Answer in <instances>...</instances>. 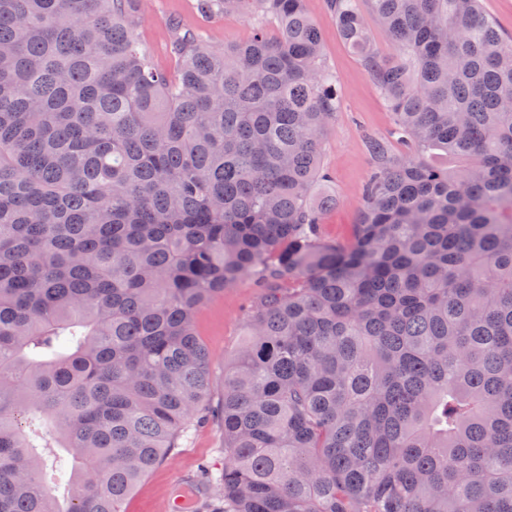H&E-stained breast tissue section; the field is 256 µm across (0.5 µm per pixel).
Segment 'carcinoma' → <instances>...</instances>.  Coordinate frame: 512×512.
Here are the masks:
<instances>
[{"label":"carcinoma","mask_w":512,"mask_h":512,"mask_svg":"<svg viewBox=\"0 0 512 512\" xmlns=\"http://www.w3.org/2000/svg\"><path fill=\"white\" fill-rule=\"evenodd\" d=\"M326 5L410 146L367 140L348 245L309 200L339 97L305 0H196L260 21L172 22L174 73L142 0H0V512H122L247 277L213 512H512V35L481 0ZM142 1L144 17L136 28V37L150 49L154 67L163 72H171L175 66L170 52L171 19L198 31L204 42L212 46L248 40L256 25L255 18L241 12L201 17L194 10L196 0Z\"/></svg>","instance_id":"obj_1"}]
</instances>
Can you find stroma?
I'll use <instances>...</instances> for the list:
<instances>
[{
	"instance_id": "35a3bbf8",
	"label": "stroma",
	"mask_w": 512,
	"mask_h": 512,
	"mask_svg": "<svg viewBox=\"0 0 512 512\" xmlns=\"http://www.w3.org/2000/svg\"><path fill=\"white\" fill-rule=\"evenodd\" d=\"M195 0H143L144 17L136 37L145 44L157 70L173 71L170 52V20L196 30L206 44L221 46L248 40L256 20L235 12L204 18L194 10ZM322 38L323 57L336 76L340 107L323 143L322 162L330 180L314 189V196L328 197L321 211L324 238L351 243L353 226L363 201V189L372 171L366 149L368 137L389 141L395 153L404 148L395 132L394 119L382 96L367 77L358 55L340 38L326 0H305ZM259 290L253 280L237 286L203 305L196 315V328L205 345L212 383L210 410L205 422L196 426L165 460L156 464L138 483L123 504L124 512H163L182 489V478L208 467L212 490H219L224 470V429L218 415L224 397V367L236 356L247 332L249 307Z\"/></svg>"
}]
</instances>
